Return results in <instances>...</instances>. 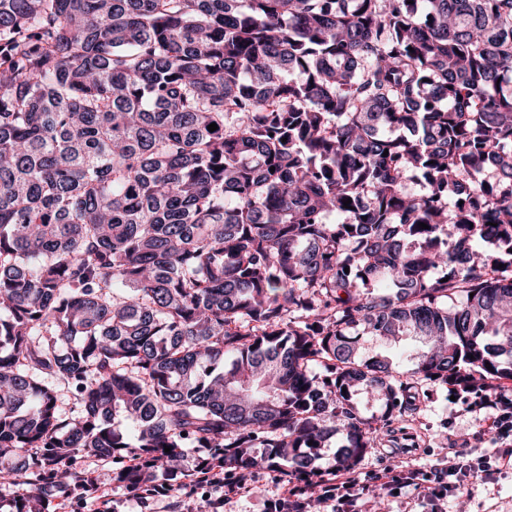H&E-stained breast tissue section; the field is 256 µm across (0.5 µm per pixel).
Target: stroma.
I'll return each mask as SVG.
<instances>
[{
    "instance_id": "35a3bbf8",
    "label": "stroma",
    "mask_w": 512,
    "mask_h": 512,
    "mask_svg": "<svg viewBox=\"0 0 512 512\" xmlns=\"http://www.w3.org/2000/svg\"><path fill=\"white\" fill-rule=\"evenodd\" d=\"M504 409L498 401L475 395L452 394L447 384L422 382L412 394V405L405 418L394 421L390 432L380 443L358 459L355 469L362 479L410 462L414 468L430 471L432 465L447 460L451 450L481 455L487 448H512V427L492 428L491 420L502 417ZM74 475L93 472L99 483L107 486L119 512H166L169 502L181 508H196L200 499H215L218 488L187 486L173 491L170 500L150 499L142 502L136 496L112 485L110 463L86 454L69 462ZM253 490L228 505V512H269L268 503L279 492L277 472L258 467L247 476ZM470 512H512V466L495 464L494 472L479 484L466 499L448 497L443 512H460L461 504ZM357 512H428L426 502L416 491L399 486L397 492L379 495L366 493L355 505Z\"/></svg>"
}]
</instances>
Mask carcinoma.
<instances>
[{
    "label": "carcinoma",
    "instance_id": "1",
    "mask_svg": "<svg viewBox=\"0 0 512 512\" xmlns=\"http://www.w3.org/2000/svg\"><path fill=\"white\" fill-rule=\"evenodd\" d=\"M432 378L512 381V0H0L10 512L78 453L142 495L350 467L353 388ZM358 347V354L360 357H371L379 353L389 355L394 359L407 364L409 355L414 354L415 349L418 347V343L411 338H406L396 345H389L375 336H359Z\"/></svg>",
    "mask_w": 512,
    "mask_h": 512
}]
</instances>
